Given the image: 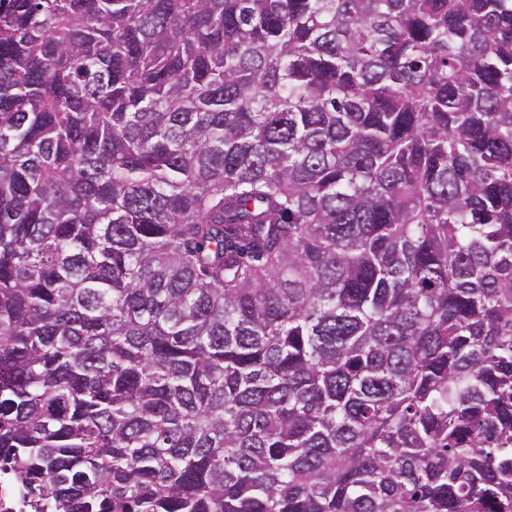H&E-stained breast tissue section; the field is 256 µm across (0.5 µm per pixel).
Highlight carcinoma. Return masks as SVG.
I'll return each mask as SVG.
<instances>
[{"mask_svg": "<svg viewBox=\"0 0 512 512\" xmlns=\"http://www.w3.org/2000/svg\"><path fill=\"white\" fill-rule=\"evenodd\" d=\"M0 460L512 512V0H0Z\"/></svg>", "mask_w": 512, "mask_h": 512, "instance_id": "1", "label": "carcinoma"}]
</instances>
